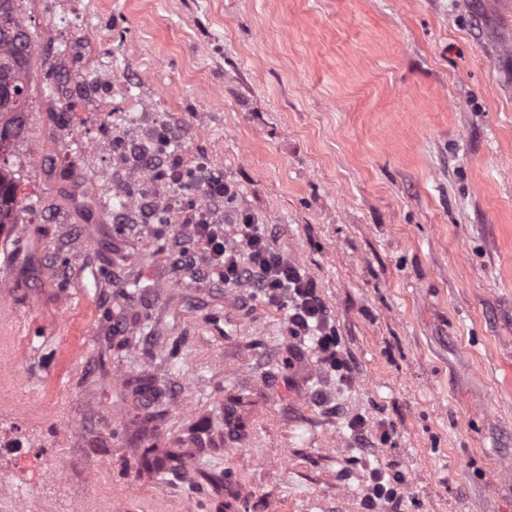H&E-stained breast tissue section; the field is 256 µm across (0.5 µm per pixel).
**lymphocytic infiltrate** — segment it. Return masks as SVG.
<instances>
[{"instance_id":"lymphocytic-infiltrate-1","label":"lymphocytic infiltrate","mask_w":512,"mask_h":512,"mask_svg":"<svg viewBox=\"0 0 512 512\" xmlns=\"http://www.w3.org/2000/svg\"><path fill=\"white\" fill-rule=\"evenodd\" d=\"M192 234L205 245L211 269L225 285H246L265 303L285 310L293 335L314 338L320 364L343 381L351 380L352 367L339 350L336 327L312 282L270 247L265 225L241 213L232 230L201 218Z\"/></svg>"}]
</instances>
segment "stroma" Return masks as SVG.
<instances>
[{
  "label": "stroma",
  "instance_id": "35a3bbf8",
  "mask_svg": "<svg viewBox=\"0 0 512 512\" xmlns=\"http://www.w3.org/2000/svg\"><path fill=\"white\" fill-rule=\"evenodd\" d=\"M81 17L59 30L57 10ZM34 41L113 64L267 225L350 382L191 210L116 223L86 145L131 102L38 55L0 233V512H512V0H20ZM140 291L126 297L127 283ZM153 376L160 396L137 379ZM362 418L363 433L351 428ZM179 449L160 480L145 456ZM399 503H367L373 471Z\"/></svg>",
  "mask_w": 512,
  "mask_h": 512
}]
</instances>
